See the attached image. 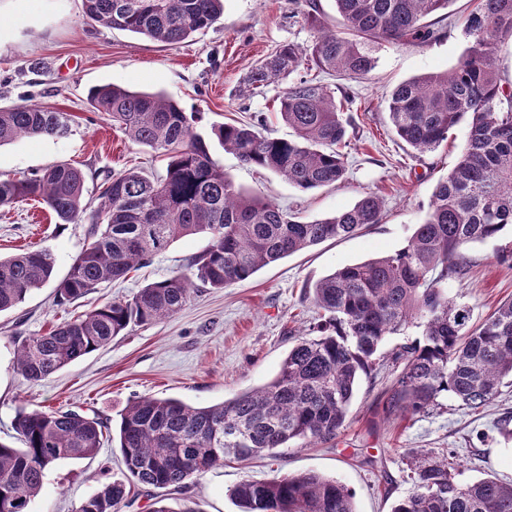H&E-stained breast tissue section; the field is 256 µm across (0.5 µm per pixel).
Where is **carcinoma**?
Masks as SVG:
<instances>
[{
    "mask_svg": "<svg viewBox=\"0 0 512 512\" xmlns=\"http://www.w3.org/2000/svg\"><path fill=\"white\" fill-rule=\"evenodd\" d=\"M83 2L85 15L98 23L170 45L210 28L224 11V0ZM334 2L336 25L329 29L321 26L320 0H301L304 19L320 30L312 47L282 44L247 77L248 86L260 91L301 72L276 99V112L291 130L288 137L234 121L212 127L205 139L193 132L197 113L160 94L103 85L88 94L92 108L130 141L162 153L167 159L162 177L135 169L110 175L93 209L84 203L83 172L69 164L0 179V207L33 199L61 224H89L85 249L55 285L59 305L126 278L179 238L208 239L185 269L45 333L20 337L16 366L26 381L45 380L131 326L176 314L202 288L223 289L296 252L380 222L381 203L373 195L331 216L299 221L275 202L238 190L208 144L217 141L243 164L275 172L302 192L344 180V148L354 134L352 113L359 111L356 93L306 72L363 79L376 65L371 44L419 46L443 36L440 11L450 0ZM465 34L470 46L452 69L404 81L387 100L397 137L420 154L437 150L461 122L468 126L457 163L437 183L425 219L407 245L320 279L308 297L328 317L310 325L277 376L260 388L204 407L142 397L121 411L115 428L106 419L69 409L20 410L14 428L21 447L0 442V512H30L51 466L93 457L113 433L127 477L171 491L224 466L228 458L331 441L346 423L360 376L380 362L396 369L383 393L387 416L428 414L448 395L480 414L505 383L512 384V301L473 324L469 306L444 288L463 271L467 245L512 229V84L497 66L500 44L512 38V0H477ZM70 132L64 112L36 105L0 108V146ZM54 267L46 248L0 259V312L48 283ZM410 325L421 329V338L381 352L387 337ZM402 458L412 488L391 512H512V483L457 480L450 466L454 454L447 448H406ZM130 492L124 480L105 483L75 512H120ZM229 494L240 512H356L351 490L316 472L244 479Z\"/></svg>",
    "mask_w": 512,
    "mask_h": 512,
    "instance_id": "carcinoma-1",
    "label": "carcinoma"
}]
</instances>
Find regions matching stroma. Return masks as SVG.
<instances>
[{
    "mask_svg": "<svg viewBox=\"0 0 512 512\" xmlns=\"http://www.w3.org/2000/svg\"><path fill=\"white\" fill-rule=\"evenodd\" d=\"M472 7L473 0H451L448 32L440 40L415 47L373 44L375 69L352 85L364 109L355 115L359 134L341 184L302 192L280 175L243 165L219 145L211 147L237 187L261 193L303 220L351 208L372 194L383 201L381 223L290 255L226 288L204 289L173 316L133 327L35 385L14 368L15 337L44 333L99 303L132 295L183 269L208 240L201 235L179 238L127 278L60 306L55 282L67 275L86 245L87 225L58 223L29 200L0 207V257L26 248H46L55 257L53 282L0 313V441L14 444V420L25 407L112 419L145 396L207 406L271 381L295 336L318 319L306 298L308 288L335 269L404 247L424 219L438 179L454 166L467 137L466 124H459L436 152L416 156L393 133L386 100L399 83L458 62L469 46L464 25ZM317 36L291 0H224V13L210 29L173 45L88 20L82 0H0V107L38 104L72 117L68 137L18 139L0 146V178L29 176L67 162L84 173L85 198L91 201L106 175L129 168L161 174L164 162L156 151L129 141L88 103L89 89L108 83L159 92L185 111L199 113L195 131L203 136L212 126L260 114L268 132L288 136L273 110L288 79L253 94L244 80L280 44L306 49ZM511 246L507 234L469 245L461 280L448 283L449 296L470 307L472 323L512 298V268L499 262ZM392 379L386 366L361 379L336 439L292 448L277 458L225 462L190 481L184 494L168 500V507L172 512H237L228 491L241 480L311 471L343 482L356 512H391L393 502L411 489L402 460L407 448L454 449L463 482L488 476L512 482V437L497 430L512 416V386L503 388L480 415L448 396L443 409L433 413L386 418L377 411L376 398ZM124 471L120 451L109 441L94 458L59 461L47 471L31 512H73Z\"/></svg>",
    "mask_w": 512,
    "mask_h": 512,
    "instance_id": "obj_1",
    "label": "stroma"
}]
</instances>
